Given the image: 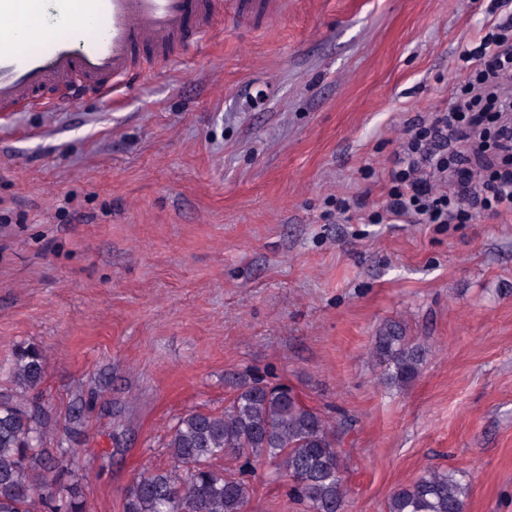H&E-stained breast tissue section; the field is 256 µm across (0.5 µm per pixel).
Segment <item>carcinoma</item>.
<instances>
[{
	"instance_id": "1",
	"label": "carcinoma",
	"mask_w": 512,
	"mask_h": 512,
	"mask_svg": "<svg viewBox=\"0 0 512 512\" xmlns=\"http://www.w3.org/2000/svg\"><path fill=\"white\" fill-rule=\"evenodd\" d=\"M372 355L385 366L387 383L416 379L422 348L392 322L374 338ZM46 359L35 346L19 348L12 384L0 390V512H83V490L61 476L75 449L45 447L54 423L29 393L42 383ZM236 393L216 411H189L177 418L164 447L171 466L141 472L125 491L123 512H246L258 466H271L272 481L305 512H340L346 497L344 439L347 424L329 423L294 389L271 388L242 375ZM238 462L228 473L216 460ZM468 484L447 470H432L395 489L386 512H466Z\"/></svg>"
}]
</instances>
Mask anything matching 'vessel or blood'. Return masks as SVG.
<instances>
[{"mask_svg":"<svg viewBox=\"0 0 512 512\" xmlns=\"http://www.w3.org/2000/svg\"><path fill=\"white\" fill-rule=\"evenodd\" d=\"M285 0H237L241 14L274 19ZM33 18L17 39L0 46V112L25 106L67 108L86 97H108L136 76L172 61L214 32L224 0H0V25L20 11ZM84 24L45 41L48 16Z\"/></svg>","mask_w":512,"mask_h":512,"instance_id":"b4317fda","label":"vessel or blood"}]
</instances>
